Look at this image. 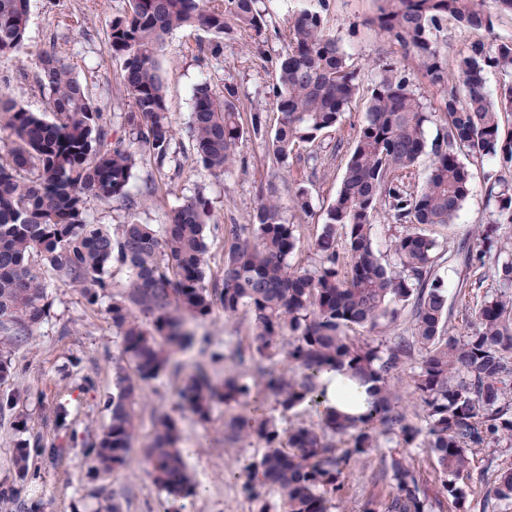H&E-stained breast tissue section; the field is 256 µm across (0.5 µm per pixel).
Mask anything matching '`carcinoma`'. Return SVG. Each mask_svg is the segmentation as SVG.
I'll list each match as a JSON object with an SVG mask.
<instances>
[{
    "label": "carcinoma",
    "instance_id": "1",
    "mask_svg": "<svg viewBox=\"0 0 512 512\" xmlns=\"http://www.w3.org/2000/svg\"><path fill=\"white\" fill-rule=\"evenodd\" d=\"M368 24L406 56L417 59L435 88L443 123L429 137V111L413 75L395 61L375 66L371 84L348 62L321 12L300 10L288 18V48L275 57L273 90L280 121L267 129L261 113L241 119L238 88L204 78L192 90L190 127L195 160L213 175L231 172L236 147L246 137L262 140L284 166L303 144L315 143L339 126L358 97L365 116L347 151L345 171L333 201L323 212L314 243V263L289 262L299 241L272 195H263L247 224H232L224 247L222 288L205 284L210 266L206 228L215 223L212 201L196 194L183 199L160 229L133 219L109 231L90 221L96 203L120 200L127 209L153 196L151 185L133 188L138 157L156 165L171 161L176 128L166 100L159 63L167 36L182 27L208 35L198 51L224 54V38L236 31L257 40L266 35L270 13L265 0H128L112 18L107 48L123 59L117 98L124 137L112 138L111 120L63 52L39 56L36 81L48 95L51 118L19 104L0 87V130L11 144L0 153V385L17 376L15 350L29 343L51 317L50 280L79 291L84 304L102 308L119 351L112 393L104 400L108 421L83 442L82 454L96 475L126 466L136 437V406L142 384L172 373L181 379L179 396L201 421L217 403L249 402L253 423H224V437L253 439L261 455L243 468L242 489L258 512H433L448 501L453 512H471L464 489L475 458L512 448V242L499 231L512 224V79L492 92L487 73L512 76V38L491 46L472 43L448 59L444 22L489 30L493 12L511 13L512 0H378ZM30 0H0V58L15 60L25 39ZM424 155L432 156L422 184L412 182ZM496 160L500 175L487 178L485 196L491 223L477 230L487 250L461 245L465 268L484 264L496 250L494 293L475 310L469 332L452 333L444 281L437 275V242L427 230L455 223L472 193L470 164ZM294 211L308 214L313 203L299 187ZM388 220L389 252L374 248L373 219ZM127 272L118 286L112 268ZM411 307L409 335L392 334L401 310ZM231 320H249L251 342L233 351L243 371L215 381L209 365L191 371L177 353L196 338L191 320L214 310ZM385 329L356 339L349 332ZM293 374L274 373L266 363L283 345ZM412 407L400 405L394 383L414 359ZM339 367L371 386V409L361 417L336 416L324 407L326 369ZM262 389L252 392L246 377ZM286 414L298 406L315 409L319 423L297 425L282 436L265 404ZM423 415L427 430L408 414ZM155 436L145 448L154 483L174 499L193 495L195 480L179 448L180 429L171 415L153 410ZM374 448H384L375 482L388 489L360 505L347 496L346 478ZM426 448L434 458L437 485L411 460L408 449ZM65 449L41 437L24 439L13 450L14 478L0 482V512H26L19 486L40 478L38 458ZM261 475L257 484L253 476ZM486 497L512 509V461L486 482ZM276 498L270 502L267 496Z\"/></svg>",
    "mask_w": 512,
    "mask_h": 512
}]
</instances>
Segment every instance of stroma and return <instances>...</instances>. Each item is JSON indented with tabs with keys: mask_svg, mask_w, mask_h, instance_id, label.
<instances>
[{
	"mask_svg": "<svg viewBox=\"0 0 512 512\" xmlns=\"http://www.w3.org/2000/svg\"><path fill=\"white\" fill-rule=\"evenodd\" d=\"M127 0H31L25 43L21 54L29 63L26 74L12 70L10 63L0 60V80L9 79L13 97L34 112L47 109V100L35 84V62L40 52L58 48L65 52L82 82L102 112L111 114L112 131L122 136L116 102L117 83L122 72L121 59L107 49L110 23L123 12ZM377 0H328L324 18L329 30L336 35L352 66L359 69L363 84H370L373 72L367 70L370 59H395L406 69L416 70V62L386 39L381 38L365 21L376 10ZM448 50L456 52L470 43L493 44L495 38L512 36V14L501 13L490 30L464 29L455 20L446 23ZM207 36L194 28H180L169 35L162 58L166 98L177 129L174 146L176 159L157 166L152 158L143 157L134 171L133 185L152 180L156 191L152 202L128 213L122 202L95 205L91 220L107 227L123 223L134 216L141 224L160 226L166 223L178 198L203 194L214 205L216 224L207 231L212 256L211 273H219L224 258V227L244 224L257 203L260 188H273L281 199L282 215L299 227L297 248L290 258L296 266H306L314 258L313 245L322 229V212L331 203L345 170V155L332 154L336 139L352 140L363 120L364 101L356 99L344 114L339 127L315 142L313 149L324 161V173L310 179L302 162L291 161L281 167L264 143L244 138L238 152L244 168L214 176L199 167L192 147L189 116L192 111V88L202 75L214 81L229 79L237 84L245 111L261 112L267 127H275L279 114L270 90L276 82L269 59L283 49L274 36L258 42L242 35L225 41L224 55L200 62L195 58L199 43ZM473 191L455 224L434 226L430 235L439 244L441 259L437 267L448 298L449 321L454 332L466 330V323L477 304L495 287V256H487L484 266L462 268L452 256L457 242L473 238L480 226L489 223L490 209L486 204L485 182L498 171L496 163L486 159L471 167ZM306 188L314 211L302 216L291 208V196L297 188ZM468 287H461V280ZM53 307L49 321L34 334L30 346L16 353L22 373L19 386L25 391L14 412L28 417V431L21 434L12 428L10 418L0 419V481L12 479V451L23 435H39L66 447L58 459L40 463V479L25 485L21 498L31 512H95L96 499L90 498L91 488L101 489L104 496L124 492V512H256L257 505L247 498L241 483L233 479L230 468L237 461L261 452L255 442H231L224 438V422L235 415L247 416L241 406L217 405L209 420H199L182 406L177 390L178 378L165 374L143 386L142 402L137 408L139 434L126 468L108 478H92L81 446L83 440L100 429L107 421L103 398L112 390V366L118 356L112 327L105 314L90 310L77 292L63 283L52 289ZM197 336L209 337L212 349L232 352L237 344L248 341L249 323L245 318L225 321L223 311H214L207 319L194 322ZM91 375L98 389H79L82 375ZM43 401H36V394ZM64 405L69 411V427L55 425L53 409ZM162 408L178 422L181 445L188 450V465L198 487L194 495L179 501L170 500L153 483L143 458V449L153 436V408Z\"/></svg>",
	"mask_w": 512,
	"mask_h": 512,
	"instance_id": "35a3bbf8",
	"label": "stroma"
}]
</instances>
